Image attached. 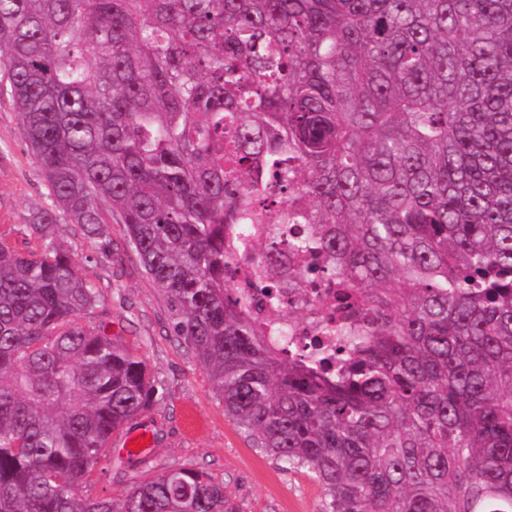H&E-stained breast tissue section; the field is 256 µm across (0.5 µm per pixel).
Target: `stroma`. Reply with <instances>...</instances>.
I'll return each instance as SVG.
<instances>
[{
  "label": "stroma",
  "instance_id": "35a3bbf8",
  "mask_svg": "<svg viewBox=\"0 0 512 512\" xmlns=\"http://www.w3.org/2000/svg\"><path fill=\"white\" fill-rule=\"evenodd\" d=\"M45 192L42 170L25 145L17 112L0 106V237L24 247L23 230L43 204ZM104 232L106 240L100 243L70 224L56 227L79 276L98 290L99 304L82 323L105 325L136 350L164 383L166 397L126 427L130 433L149 431L152 445L146 464L124 461L95 471L87 494L119 498L137 475L187 465L222 481L240 512H320L318 484L250 447L225 416L206 371L173 335L170 304L132 254L125 225L108 224Z\"/></svg>",
  "mask_w": 512,
  "mask_h": 512
}]
</instances>
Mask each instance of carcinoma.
Segmentation results:
<instances>
[{
  "label": "carcinoma",
  "instance_id": "cac0c4a2",
  "mask_svg": "<svg viewBox=\"0 0 512 512\" xmlns=\"http://www.w3.org/2000/svg\"><path fill=\"white\" fill-rule=\"evenodd\" d=\"M47 194L0 239V512H239L174 466L82 486L165 397L54 236L112 220L251 447L321 512H512V0H0V102ZM300 224L283 251L276 225ZM248 286L336 285L290 355ZM231 287L234 290H245L249 296L250 308L255 318L265 322L270 316V304L269 299L264 293V288H242L243 280L241 278H235L230 281Z\"/></svg>",
  "mask_w": 512,
  "mask_h": 512
}]
</instances>
